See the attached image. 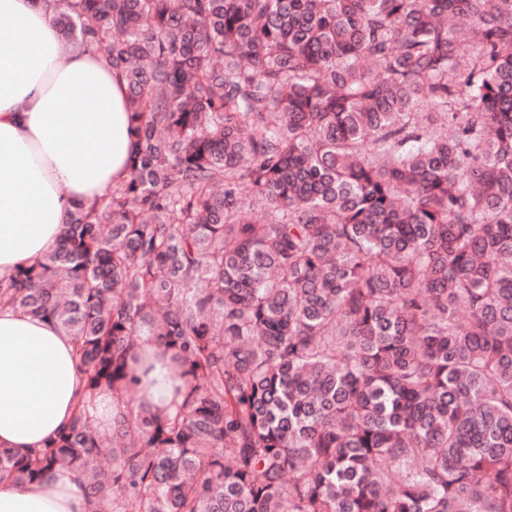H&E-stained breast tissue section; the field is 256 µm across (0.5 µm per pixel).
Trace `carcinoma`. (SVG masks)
Returning a JSON list of instances; mask_svg holds the SVG:
<instances>
[{
    "label": "carcinoma",
    "mask_w": 512,
    "mask_h": 512,
    "mask_svg": "<svg viewBox=\"0 0 512 512\" xmlns=\"http://www.w3.org/2000/svg\"><path fill=\"white\" fill-rule=\"evenodd\" d=\"M127 177L0 307L84 402L0 482L93 512H512V0H64ZM248 192L251 212L239 199ZM145 337L179 378L152 407ZM87 411L96 420L101 429L109 428L112 423V392L101 391L92 399H87ZM0 512H92L75 474L55 471L42 481L0 486Z\"/></svg>",
    "instance_id": "obj_1"
}]
</instances>
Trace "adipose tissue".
<instances>
[{"mask_svg": "<svg viewBox=\"0 0 512 512\" xmlns=\"http://www.w3.org/2000/svg\"><path fill=\"white\" fill-rule=\"evenodd\" d=\"M56 0H0V276L52 252L75 205L126 177L127 85L101 52L66 49ZM83 375L74 340L0 309V447H41L67 425ZM0 512H91L75 474L0 486Z\"/></svg>", "mask_w": 512, "mask_h": 512, "instance_id": "obj_1", "label": "adipose tissue"}]
</instances>
